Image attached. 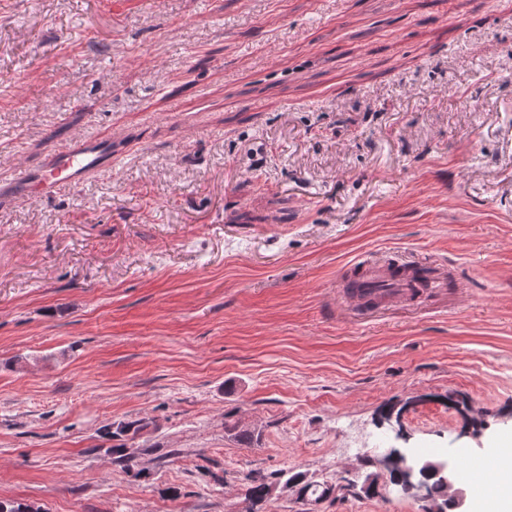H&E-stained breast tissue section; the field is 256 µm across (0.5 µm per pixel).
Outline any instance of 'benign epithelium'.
<instances>
[{
	"mask_svg": "<svg viewBox=\"0 0 512 512\" xmlns=\"http://www.w3.org/2000/svg\"><path fill=\"white\" fill-rule=\"evenodd\" d=\"M378 466L380 472L371 476L369 481L379 487L386 472L393 469L401 471L403 474L401 485L408 493L427 505V512H447L448 506L451 505L457 508L462 503L461 493L459 492L448 498L446 503L436 500L432 497L428 484L424 481L425 469L429 467L435 473V477L441 479L445 484L448 483V476L454 474L455 465L446 459L426 465L400 449L392 448L379 461ZM331 486L338 499L358 491V484L352 479V471L350 470L336 478Z\"/></svg>",
	"mask_w": 512,
	"mask_h": 512,
	"instance_id": "benign-epithelium-1",
	"label": "benign epithelium"
}]
</instances>
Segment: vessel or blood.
Listing matches in <instances>:
<instances>
[{
    "instance_id": "1",
    "label": "vessel or blood",
    "mask_w": 512,
    "mask_h": 512,
    "mask_svg": "<svg viewBox=\"0 0 512 512\" xmlns=\"http://www.w3.org/2000/svg\"><path fill=\"white\" fill-rule=\"evenodd\" d=\"M111 166V139H73L54 148L42 165L20 170L8 182H1L0 196L7 194L16 200L48 198L62 189L81 185L88 176ZM395 262L392 255L377 262L354 260L348 267L347 280L358 288H373L372 298L380 304L413 296L424 289L443 292L445 281L436 266L408 263L395 277L390 272Z\"/></svg>"
}]
</instances>
